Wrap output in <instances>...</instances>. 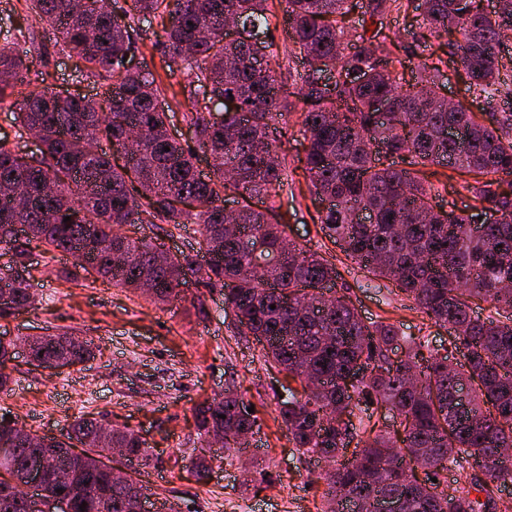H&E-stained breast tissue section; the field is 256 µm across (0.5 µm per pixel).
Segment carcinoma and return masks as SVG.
Segmentation results:
<instances>
[{"mask_svg": "<svg viewBox=\"0 0 512 512\" xmlns=\"http://www.w3.org/2000/svg\"><path fill=\"white\" fill-rule=\"evenodd\" d=\"M26 2L61 52L102 83L93 97L17 94L37 62L22 47L26 21L0 44V103L13 98L16 143L40 138L30 156L0 142V249L10 255L0 281L11 282L0 318L33 303L34 242L75 256L104 283L146 289L159 304L180 298V287L197 277L224 290L243 333L265 341L266 357L300 381L303 394L281 401L279 417L295 448L330 466L325 512H375L384 497L404 498L409 512H490L491 497L444 496L431 478L476 468L477 492L512 481V454L503 452L512 448V180L502 178L512 177V111L491 109L478 120L460 103L448 106L437 64L402 82L393 60L378 56V24L403 0H364L357 25L338 24L350 0H279L284 40L309 65L295 90L270 67L272 44L258 39L269 0ZM485 2L421 0L418 8L429 35L448 37V56L475 98L512 101V82L502 75L512 72V56L500 55L512 6L492 11ZM151 16L161 19L149 37L160 66H133L142 40L135 19ZM228 20L244 35L226 39ZM177 72L192 146L171 134L174 112L163 100V78ZM293 114L307 140L304 170L322 205V231L369 282L391 281L447 329L462 363L393 324L365 322L343 295L324 297L336 266L274 218L288 186L279 125ZM103 140L112 152L99 148ZM201 154L210 159L207 174L196 166ZM428 166L448 169L432 172L447 181L481 176L464 186V209L434 208ZM228 191L241 197L232 222L224 216ZM480 216L487 223L475 236L470 225ZM127 224H198V250L161 262L164 242L121 232ZM477 302L494 314L482 317ZM30 349L43 363L91 356L90 344L64 335L35 337ZM395 349L404 350L398 361L389 356ZM362 404L396 412L402 431L375 432L355 413ZM194 417L200 438L219 433L226 451L241 447L256 425L232 386L196 404ZM30 440L39 441L46 469L68 470L72 480L18 499L11 481L27 467ZM101 448H125L129 464L147 463L146 443L129 427L76 416L65 437H40L1 418L0 512H43L58 497L71 500L72 512L82 504L85 512H136L137 498L147 497L143 485L131 474L115 482L98 468Z\"/></svg>", "mask_w": 512, "mask_h": 512, "instance_id": "1", "label": "carcinoma"}]
</instances>
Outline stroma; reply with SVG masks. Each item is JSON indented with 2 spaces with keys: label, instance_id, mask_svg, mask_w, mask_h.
<instances>
[{
  "label": "stroma",
  "instance_id": "obj_1",
  "mask_svg": "<svg viewBox=\"0 0 512 512\" xmlns=\"http://www.w3.org/2000/svg\"><path fill=\"white\" fill-rule=\"evenodd\" d=\"M420 20L412 7L383 16L388 39L380 50L400 60L408 80L438 50L436 39L412 37ZM30 24L26 46L39 64L38 73L28 76L31 89L95 94L97 85L82 76L81 62L58 52L49 26L35 17ZM281 142L289 187L279 212L289 236L335 263L337 290L351 298L364 320L394 324L404 335H425L435 344L447 340V330L428 321L391 283L368 286L356 264L323 235L296 123H288ZM30 263L36 307L0 319V334L17 339L71 333L93 341L94 355L63 370L36 368L23 357L8 362L12 383L8 394H0V416L55 437L65 434L79 413L139 431L149 461L137 477L151 501L173 503L177 512H321L323 466L294 448L278 416L289 380L267 361L262 343L237 328L222 291L193 283L181 300L156 304L122 288L74 278L73 258L57 251L33 248ZM230 385L253 407L257 429L248 447L219 453L207 479L196 481L191 471L200 440L193 408Z\"/></svg>",
  "mask_w": 512,
  "mask_h": 512
}]
</instances>
